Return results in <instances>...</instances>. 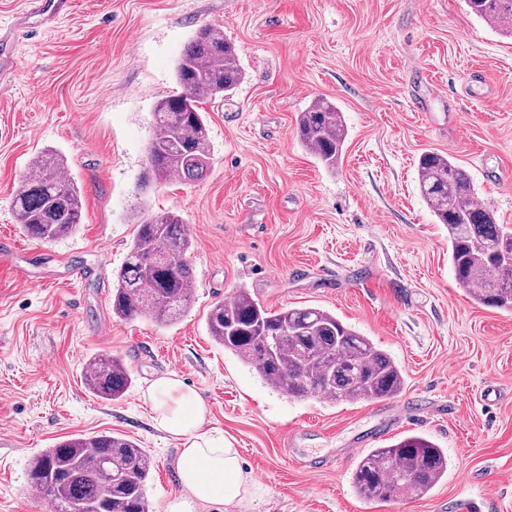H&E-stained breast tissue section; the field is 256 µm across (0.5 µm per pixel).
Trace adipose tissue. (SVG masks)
<instances>
[{
  "label": "adipose tissue",
  "mask_w": 512,
  "mask_h": 512,
  "mask_svg": "<svg viewBox=\"0 0 512 512\" xmlns=\"http://www.w3.org/2000/svg\"><path fill=\"white\" fill-rule=\"evenodd\" d=\"M144 397L156 426L180 444L175 468L182 491L167 503L165 512H197L207 505L231 507L260 492L238 450L204 430L207 407L180 378L169 374L154 379Z\"/></svg>",
  "instance_id": "adipose-tissue-1"
}]
</instances>
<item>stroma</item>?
<instances>
[{
  "instance_id": "35a3bbf8",
  "label": "stroma",
  "mask_w": 512,
  "mask_h": 512,
  "mask_svg": "<svg viewBox=\"0 0 512 512\" xmlns=\"http://www.w3.org/2000/svg\"><path fill=\"white\" fill-rule=\"evenodd\" d=\"M238 51L243 83L203 101L213 145L192 184L144 185L152 110L179 92L175 65L203 26ZM326 98L348 138L336 170L295 136ZM428 109L417 112L415 100ZM66 160L82 222L41 242L17 224L14 198L46 148ZM455 157L482 202L512 225V38L465 0H73L25 34L0 69V512H43L31 458L75 434L119 433L153 460L152 512L180 492L175 443L143 394L176 374L207 404V429L237 448L263 494L234 512H512V314L473 303L448 262V229L420 196L426 150ZM189 227L195 302L161 327L113 319L112 280L145 217ZM34 285L23 288L20 276ZM245 288L280 309L317 306L368 336L406 385L386 401L330 404L276 391L215 344L210 307ZM108 337H100L102 324ZM123 359L117 400L84 384L90 359ZM504 395L485 406L488 382ZM418 433L443 448L447 475L428 494L364 502L342 449ZM331 456L316 471L304 460Z\"/></svg>"
}]
</instances>
